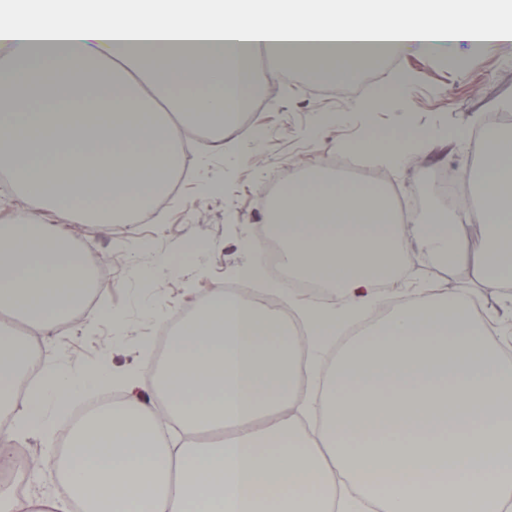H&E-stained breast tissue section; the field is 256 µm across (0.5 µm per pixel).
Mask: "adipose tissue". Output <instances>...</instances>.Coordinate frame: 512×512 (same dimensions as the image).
<instances>
[{"label":"adipose tissue","mask_w":512,"mask_h":512,"mask_svg":"<svg viewBox=\"0 0 512 512\" xmlns=\"http://www.w3.org/2000/svg\"><path fill=\"white\" fill-rule=\"evenodd\" d=\"M37 2L0 13V170L36 206L115 221L151 209L184 166L174 126H228L250 109L258 68L294 58L339 86L369 43L397 53L512 40L504 0ZM481 145L476 199L409 230L378 185L322 165L293 179L274 228L288 269L339 291L341 306H297L298 337L261 300L213 289L171 336L151 397L125 378L133 396L64 430V448L43 403L106 373L44 366L22 414L18 385L30 328L69 320L86 266L48 225L1 223L0 412L41 435L22 479L65 491L26 512H512V362L472 296L414 292L306 392L337 330L380 305L378 284L409 242L445 264L468 258L480 287L512 285V135L488 128ZM471 224L484 245L467 256Z\"/></svg>","instance_id":"1"}]
</instances>
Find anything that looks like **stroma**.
<instances>
[{
  "instance_id": "obj_1",
  "label": "stroma",
  "mask_w": 512,
  "mask_h": 512,
  "mask_svg": "<svg viewBox=\"0 0 512 512\" xmlns=\"http://www.w3.org/2000/svg\"><path fill=\"white\" fill-rule=\"evenodd\" d=\"M370 68L378 77L407 78L409 95L376 106L365 78L351 88L322 87L309 81L300 64L288 63L290 79L258 86L256 101L264 106L260 139L224 131L188 143L178 191L153 207L146 224L36 211L25 194L0 181V222L30 217L61 229L97 279L77 316L33 337L28 355L43 366L104 371L109 378L62 410L46 408L47 418L64 426L100 394H125L118 375L133 373L151 382L158 367L157 328L203 292L243 282L274 294L272 274L248 280L243 272L257 258L256 229L267 221L260 196L277 176L352 156L354 146L369 140L387 144L402 137L425 156L442 155L463 183L473 181L481 155L455 134L475 132L512 104V43L404 50ZM358 158L382 173L388 185L412 194L433 174L429 167ZM103 306L121 315L122 336L114 335L112 322L94 319Z\"/></svg>"
}]
</instances>
